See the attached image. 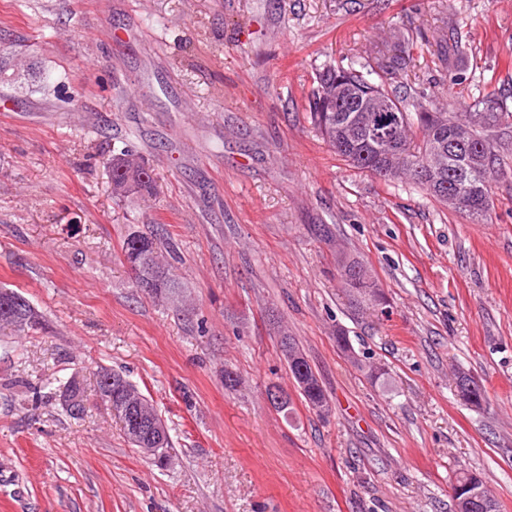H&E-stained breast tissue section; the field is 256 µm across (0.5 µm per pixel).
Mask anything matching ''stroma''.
<instances>
[{
  "label": "stroma",
  "instance_id": "35a3bbf8",
  "mask_svg": "<svg viewBox=\"0 0 512 512\" xmlns=\"http://www.w3.org/2000/svg\"><path fill=\"white\" fill-rule=\"evenodd\" d=\"M451 34L461 83L437 59ZM17 37L15 61L58 87L0 94V287L49 322L0 331V512H454L463 469L512 512V179L471 223L354 168L307 110L324 65L410 44L388 81L431 106L512 82V0H0V40ZM123 149L147 158L158 196L113 199L105 162ZM156 226L190 310L131 286L123 240ZM342 254L385 308H351ZM281 328L327 420L267 402L268 382L294 389ZM340 328L381 384L337 348ZM103 368L155 401L164 463L96 393ZM458 368L487 409L457 399ZM74 374L79 416L54 393ZM279 332V336H283V339L277 341V348L292 374L296 391L308 409L322 418L316 407L321 402L329 405L330 398L326 389L312 369L296 339L288 335L286 331L280 330ZM302 368L304 371H301Z\"/></svg>",
  "mask_w": 512,
  "mask_h": 512
}]
</instances>
